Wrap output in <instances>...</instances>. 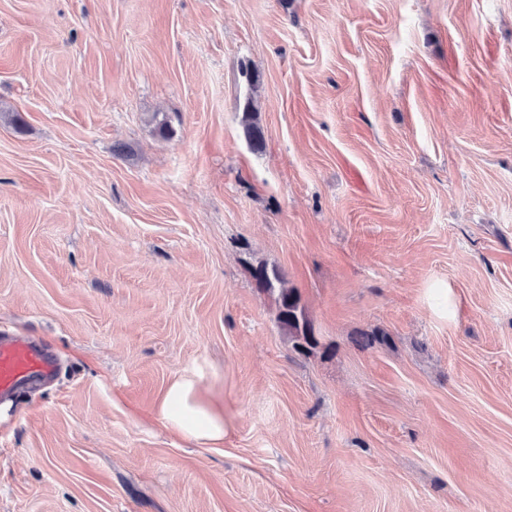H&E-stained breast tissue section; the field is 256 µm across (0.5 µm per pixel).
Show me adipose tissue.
Masks as SVG:
<instances>
[{"label": "adipose tissue", "instance_id": "obj_1", "mask_svg": "<svg viewBox=\"0 0 512 512\" xmlns=\"http://www.w3.org/2000/svg\"><path fill=\"white\" fill-rule=\"evenodd\" d=\"M159 414L170 429L190 441L218 444L231 430L223 414L200 397L197 383L184 377L169 387Z\"/></svg>", "mask_w": 512, "mask_h": 512}]
</instances>
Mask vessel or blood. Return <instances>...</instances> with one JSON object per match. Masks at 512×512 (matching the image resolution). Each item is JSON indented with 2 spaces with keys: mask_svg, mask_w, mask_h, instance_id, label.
I'll use <instances>...</instances> for the list:
<instances>
[{
  "mask_svg": "<svg viewBox=\"0 0 512 512\" xmlns=\"http://www.w3.org/2000/svg\"><path fill=\"white\" fill-rule=\"evenodd\" d=\"M58 369V360L29 339L0 335V398L48 379Z\"/></svg>",
  "mask_w": 512,
  "mask_h": 512,
  "instance_id": "vessel-or-blood-1",
  "label": "vessel or blood"
}]
</instances>
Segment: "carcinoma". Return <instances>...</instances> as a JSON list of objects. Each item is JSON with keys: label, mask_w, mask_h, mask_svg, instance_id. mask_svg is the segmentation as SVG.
I'll return each mask as SVG.
<instances>
[{"label": "carcinoma", "mask_w": 512, "mask_h": 512, "mask_svg": "<svg viewBox=\"0 0 512 512\" xmlns=\"http://www.w3.org/2000/svg\"><path fill=\"white\" fill-rule=\"evenodd\" d=\"M256 115L253 101L249 98L243 107L241 123L247 139L259 145L263 142V133ZM253 276L260 287L276 296L277 322L288 334V339L293 346L302 348L306 345H316L317 339L314 336L313 326L301 304V298L295 290L282 287L279 271L260 263L253 268Z\"/></svg>", "instance_id": "obj_1"}]
</instances>
